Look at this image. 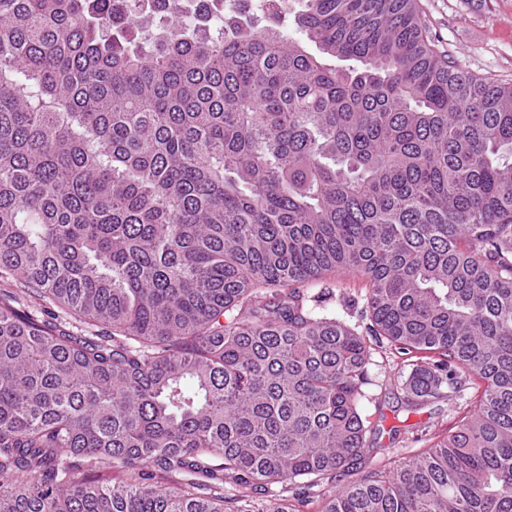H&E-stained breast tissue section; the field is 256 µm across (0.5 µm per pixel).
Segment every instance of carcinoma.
<instances>
[{"instance_id":"obj_1","label":"carcinoma","mask_w":512,"mask_h":512,"mask_svg":"<svg viewBox=\"0 0 512 512\" xmlns=\"http://www.w3.org/2000/svg\"><path fill=\"white\" fill-rule=\"evenodd\" d=\"M161 2L0 0V512H512V83L417 0ZM386 345L477 401L363 473ZM330 289L324 290V284H317L310 287L311 294H317L320 291L327 293L330 290V296H327L324 305L330 311H335L337 315L347 320L351 325L360 323L362 325L361 312L363 310V300L365 294V283L360 278L345 275L336 277L334 283H327ZM331 292H333L331 294ZM355 300V304L353 302Z\"/></svg>"}]
</instances>
